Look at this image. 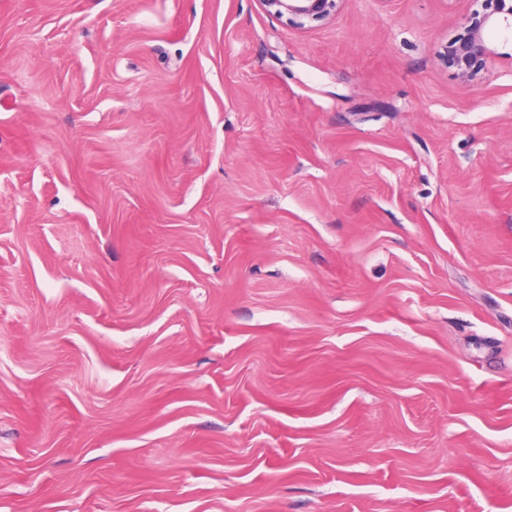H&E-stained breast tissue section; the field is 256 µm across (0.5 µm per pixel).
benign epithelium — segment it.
Listing matches in <instances>:
<instances>
[{
  "label": "benign epithelium",
  "instance_id": "obj_1",
  "mask_svg": "<svg viewBox=\"0 0 512 512\" xmlns=\"http://www.w3.org/2000/svg\"><path fill=\"white\" fill-rule=\"evenodd\" d=\"M344 0H263L271 13L299 26L305 22H322L336 14ZM480 8L473 10L466 19L464 33L448 41L443 57L467 80H473L486 62L496 55L485 38L491 28L512 34V0H475Z\"/></svg>",
  "mask_w": 512,
  "mask_h": 512
}]
</instances>
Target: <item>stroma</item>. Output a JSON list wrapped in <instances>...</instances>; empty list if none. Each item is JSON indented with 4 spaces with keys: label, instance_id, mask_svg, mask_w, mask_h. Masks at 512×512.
<instances>
[{
    "label": "stroma",
    "instance_id": "obj_1",
    "mask_svg": "<svg viewBox=\"0 0 512 512\" xmlns=\"http://www.w3.org/2000/svg\"><path fill=\"white\" fill-rule=\"evenodd\" d=\"M475 7L0 0V512H512ZM268 11L299 26L305 21L322 22L336 14L344 0H262ZM480 8L466 19L464 33L448 41L443 57L466 80H473L486 62L495 56V50L485 38L487 29H498L512 34V0H475Z\"/></svg>",
    "mask_w": 512,
    "mask_h": 512
}]
</instances>
